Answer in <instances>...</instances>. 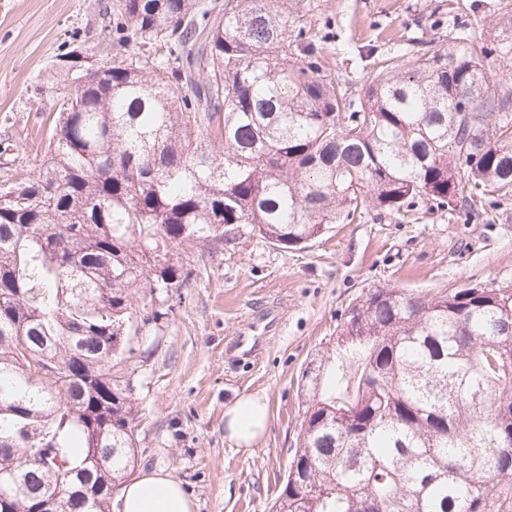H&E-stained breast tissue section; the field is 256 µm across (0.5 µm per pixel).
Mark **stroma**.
Masks as SVG:
<instances>
[{"mask_svg": "<svg viewBox=\"0 0 512 512\" xmlns=\"http://www.w3.org/2000/svg\"><path fill=\"white\" fill-rule=\"evenodd\" d=\"M113 0H0V185L36 173L49 155L61 57H112ZM323 40L324 61L359 90L373 55L402 53L410 40L448 41V0H302ZM190 268L179 290L134 291L132 333L112 382L137 415V472L164 471L196 512H271L293 455L299 383L327 351L347 306L369 288L415 293L469 283L512 284V197L493 222L467 220L460 205L408 216L369 213L335 225L302 250L285 249L240 226L228 242L178 247ZM279 318L248 361L228 340L257 306ZM242 394L268 399L269 423L253 451L224 436V408Z\"/></svg>", "mask_w": 512, "mask_h": 512, "instance_id": "35a3bbf8", "label": "stroma"}]
</instances>
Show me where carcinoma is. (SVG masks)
<instances>
[{
	"label": "carcinoma",
	"mask_w": 512,
	"mask_h": 512,
	"mask_svg": "<svg viewBox=\"0 0 512 512\" xmlns=\"http://www.w3.org/2000/svg\"><path fill=\"white\" fill-rule=\"evenodd\" d=\"M300 0H116L127 54L58 107L50 158L0 203V485L110 512L138 463L112 385L132 290L182 288L168 254L246 224L304 248L372 210L512 195V12L480 41L377 56L352 94ZM223 212L217 224V210ZM357 337L303 371L297 446L273 512H512V285L370 288ZM357 370L339 385L343 361ZM508 411H503V408ZM80 449L75 455L73 449ZM108 461L100 471L93 459Z\"/></svg>",
	"instance_id": "obj_1"
}]
</instances>
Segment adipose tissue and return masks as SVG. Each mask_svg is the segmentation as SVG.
Segmentation results:
<instances>
[{"label": "adipose tissue", "mask_w": 512, "mask_h": 512, "mask_svg": "<svg viewBox=\"0 0 512 512\" xmlns=\"http://www.w3.org/2000/svg\"><path fill=\"white\" fill-rule=\"evenodd\" d=\"M268 425L267 399L261 395H240L224 411V431L237 447L251 449ZM120 512H195L194 501L180 482L164 471H152L125 484Z\"/></svg>", "instance_id": "ef3b65f1"}]
</instances>
